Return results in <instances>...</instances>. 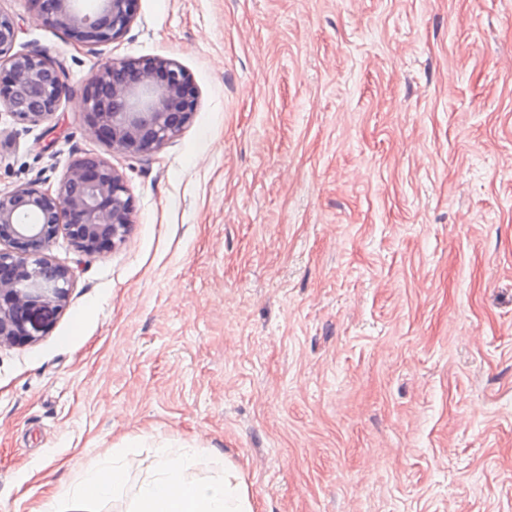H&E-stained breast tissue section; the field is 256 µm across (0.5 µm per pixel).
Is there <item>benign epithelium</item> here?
I'll return each mask as SVG.
<instances>
[{"label": "benign epithelium", "mask_w": 512, "mask_h": 512, "mask_svg": "<svg viewBox=\"0 0 512 512\" xmlns=\"http://www.w3.org/2000/svg\"><path fill=\"white\" fill-rule=\"evenodd\" d=\"M138 0H41L42 13L89 46L124 36ZM13 22L0 16V105L24 123L52 119L66 94L63 70L41 51L15 53ZM90 131L114 153L150 156L191 122L199 93L190 73L155 56L103 64L82 89ZM134 223L133 199L110 162H73L55 192L32 186L0 194V348L32 343L28 326L67 306L70 268L50 258L63 232L85 253L114 248Z\"/></svg>", "instance_id": "1"}]
</instances>
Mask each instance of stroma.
Returning <instances> with one entry per match:
<instances>
[{
  "label": "stroma",
  "mask_w": 512,
  "mask_h": 512,
  "mask_svg": "<svg viewBox=\"0 0 512 512\" xmlns=\"http://www.w3.org/2000/svg\"><path fill=\"white\" fill-rule=\"evenodd\" d=\"M0 15L68 87L49 123L0 109V193L98 156L135 209L116 248L58 235L65 311L0 349V512L161 442L253 512H512V0H139L94 48ZM156 55L197 111L112 152L81 90Z\"/></svg>",
  "instance_id": "1"
}]
</instances>
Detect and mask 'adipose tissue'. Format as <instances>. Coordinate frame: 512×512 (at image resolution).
I'll list each match as a JSON object with an SVG mask.
<instances>
[{"label":"adipose tissue","instance_id":"ef3b65f1","mask_svg":"<svg viewBox=\"0 0 512 512\" xmlns=\"http://www.w3.org/2000/svg\"><path fill=\"white\" fill-rule=\"evenodd\" d=\"M197 465L195 449L157 447L154 471L139 485L130 512H252L246 486L234 468L199 480L193 476ZM136 466L130 451L98 459L44 502L40 512H82L88 501L121 494Z\"/></svg>","mask_w":512,"mask_h":512}]
</instances>
